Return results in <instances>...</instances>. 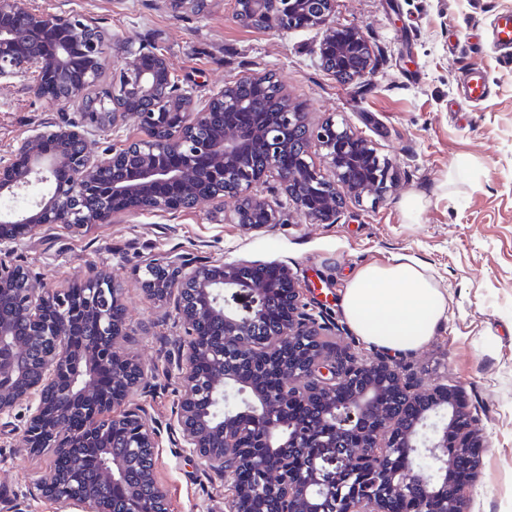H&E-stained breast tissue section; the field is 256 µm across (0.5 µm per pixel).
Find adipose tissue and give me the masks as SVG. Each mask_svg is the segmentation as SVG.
<instances>
[{
    "label": "adipose tissue",
    "mask_w": 512,
    "mask_h": 512,
    "mask_svg": "<svg viewBox=\"0 0 512 512\" xmlns=\"http://www.w3.org/2000/svg\"><path fill=\"white\" fill-rule=\"evenodd\" d=\"M342 314L364 341L394 351L415 349L448 317V301L426 269L400 255L363 267L341 298Z\"/></svg>",
    "instance_id": "obj_1"
}]
</instances>
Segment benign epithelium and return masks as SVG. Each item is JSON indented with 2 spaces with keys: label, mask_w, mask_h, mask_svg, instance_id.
Masks as SVG:
<instances>
[{
  "label": "benign epithelium",
  "mask_w": 512,
  "mask_h": 512,
  "mask_svg": "<svg viewBox=\"0 0 512 512\" xmlns=\"http://www.w3.org/2000/svg\"><path fill=\"white\" fill-rule=\"evenodd\" d=\"M237 18L282 32L305 14L323 28L318 54L323 70L350 73L362 81L373 72V51L364 31L331 25L334 0H236ZM107 41L94 22L36 13L26 0H0V81L29 72L35 92L83 116L45 119L8 161L0 159V199H15L32 185L40 192L26 206L0 210V246L33 238L49 224L75 232L107 222L117 213L178 212L200 201H231L233 217L249 234L285 223L268 198L254 192L275 179L307 224H332L349 201L376 203L394 188L392 161L374 141L331 116L312 128L275 74L252 72L198 103L179 88L166 58L140 45L129 48L112 89L88 100L103 69ZM262 85V104L242 90ZM261 109L255 122L240 125L233 112ZM181 113L171 124L168 111ZM135 117L146 138L103 159L87 148L88 127L104 132L118 117ZM320 152L332 177L317 167ZM293 164L284 167L281 156ZM253 263L219 264L177 258L171 275L144 274L149 296L177 295L186 339L177 365L181 394L176 426L205 469L224 478L231 496L227 512H469L460 484L448 471L467 464L474 481L483 441L471 428L462 392L439 386L416 392L388 360L358 362L325 344L317 320L302 312L299 280L275 264L279 285L246 275ZM85 291L48 289L35 295L30 273L0 262V296L13 307L0 311V416L28 401L25 434L30 447L70 458L52 463L42 493L83 512H113L111 499L79 485L80 463L72 438L75 418L102 451L100 486L124 494L123 512H168L155 482L157 430L139 407L115 415L128 391L146 382L145 367L127 357L121 290L104 271L84 280ZM82 314L96 341L83 354L69 342V319ZM55 337L54 349L34 360L19 338ZM208 361L207 375L198 366ZM112 369V397L98 395L97 374ZM69 384L60 389L56 375ZM277 382L265 389L257 376ZM136 428L119 450L118 430ZM433 474L423 477L424 462Z\"/></svg>",
  "instance_id": "obj_1"
}]
</instances>
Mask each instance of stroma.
I'll list each match as a JSON object with an SVG mask.
<instances>
[{"instance_id":"obj_1","label":"stroma","mask_w":512,"mask_h":512,"mask_svg":"<svg viewBox=\"0 0 512 512\" xmlns=\"http://www.w3.org/2000/svg\"><path fill=\"white\" fill-rule=\"evenodd\" d=\"M28 3L108 31L103 82L119 71L128 46L141 44L164 54L179 85L201 100L246 71H270L313 122L331 113L346 120L399 169V186L385 201L346 204L332 224L303 223L288 203L286 223L247 234L231 204L202 203L120 215L79 234L52 224L0 250V260L32 272L37 289L70 287L95 268L120 284L124 349L148 368L146 386L127 403L143 407L160 429L153 472L170 512H226L230 496L175 431L185 335L174 300H151L141 287L145 267L172 255L287 264L309 312L327 315L324 341L367 361L388 357L421 388L460 389L483 440L477 478L464 489L470 510L512 512V67L488 45L493 19L512 13V0H335L333 24L361 25L375 52L373 77L354 84L323 71L320 29L245 25L236 0H205L199 11L174 0ZM474 63L489 75L491 94L455 111L462 73ZM34 82L28 74L0 84L2 158L52 110ZM410 200L422 204L414 218L405 210ZM397 255L429 268L448 298V318L420 348L390 353L349 328L341 297L362 267ZM24 426V408L0 417V512H79L37 490L51 457L29 449Z\"/></svg>"}]
</instances>
